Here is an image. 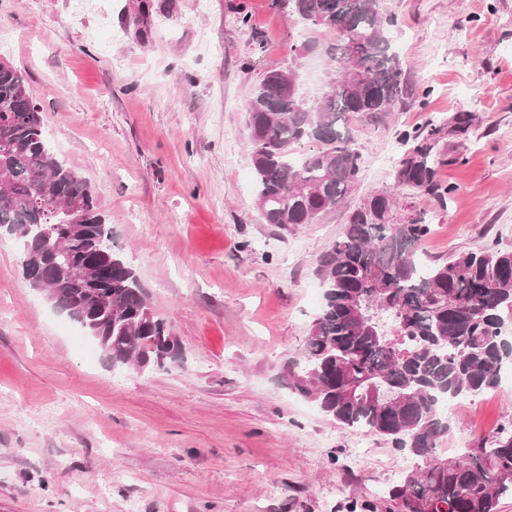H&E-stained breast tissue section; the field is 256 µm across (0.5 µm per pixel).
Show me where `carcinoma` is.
<instances>
[{
  "instance_id": "cac0c4a2",
  "label": "carcinoma",
  "mask_w": 512,
  "mask_h": 512,
  "mask_svg": "<svg viewBox=\"0 0 512 512\" xmlns=\"http://www.w3.org/2000/svg\"><path fill=\"white\" fill-rule=\"evenodd\" d=\"M270 6L313 34L333 33L324 52L337 71L311 102L298 71L265 68L248 102L256 200L265 223L286 230L345 203L363 170L346 116L384 121L408 81L378 0ZM475 119L459 112L451 128L430 120L396 131L406 152L395 184L445 201L455 187L438 178L439 143L447 129L464 133ZM0 172L9 179L0 228L18 242L22 272L81 308L112 367L144 372L177 360L178 338L112 251L92 186L55 153L23 73L9 63L0 64ZM72 202L81 204L80 234L70 227ZM397 205L391 190L368 193L320 255L323 305L288 384L341 428L412 449L417 465L389 491L395 512H497L512 497V424L454 456L440 454L438 442L449 429L442 404L496 388L512 365L502 342L512 324V250L491 240L425 265L417 248L431 225L421 213L398 221Z\"/></svg>"
}]
</instances>
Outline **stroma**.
I'll return each instance as SVG.
<instances>
[{"label": "stroma", "instance_id": "stroma-1", "mask_svg": "<svg viewBox=\"0 0 512 512\" xmlns=\"http://www.w3.org/2000/svg\"><path fill=\"white\" fill-rule=\"evenodd\" d=\"M411 83L377 124L348 125L364 169L347 205L283 231L264 223L248 157L261 71L293 67L307 99L333 75L269 0H0V61L19 69L58 154L95 189L112 249L136 271L181 359L109 366L81 326L24 280L0 236V512H389L415 463L341 428L287 385L322 303L321 253L351 205L393 183L396 132L472 112L447 136V203L425 213L426 257L492 239L512 248V0H379ZM250 16L241 26L239 10ZM430 96H423V89ZM445 454L512 423V376L467 398Z\"/></svg>", "mask_w": 512, "mask_h": 512}]
</instances>
